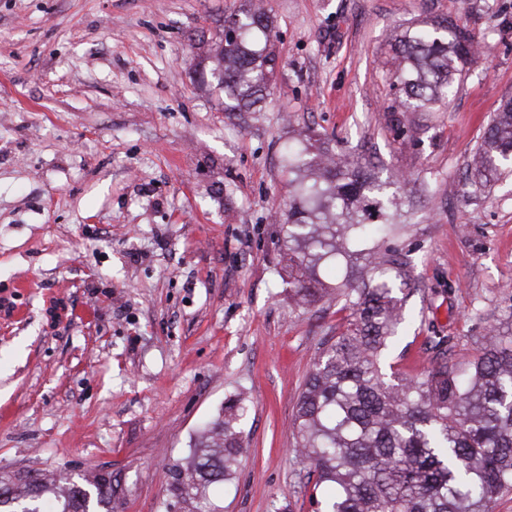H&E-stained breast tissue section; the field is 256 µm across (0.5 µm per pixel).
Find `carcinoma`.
I'll use <instances>...</instances> for the list:
<instances>
[{
	"instance_id": "obj_1",
	"label": "carcinoma",
	"mask_w": 512,
	"mask_h": 512,
	"mask_svg": "<svg viewBox=\"0 0 512 512\" xmlns=\"http://www.w3.org/2000/svg\"><path fill=\"white\" fill-rule=\"evenodd\" d=\"M270 16L261 8L224 19V30L199 43L196 72L224 90V111L256 110L269 94L277 55ZM477 54V38L453 17L433 30L403 31L393 49V85L407 111L443 104L455 75ZM478 183L512 164V99L503 103L478 147ZM292 187L283 224L288 281L302 304L344 300L345 330L306 377L294 415L296 448L316 512H494L512 492V333L491 328L480 353L458 373L448 367L447 338L428 337L432 366L419 377L387 374L381 359L397 335L411 292L408 255L380 253L391 235L406 180L378 182L360 168L308 148L284 149ZM346 260L347 279L319 281L321 265ZM248 406L224 413L193 438L170 468L171 503L182 512H217L210 488L232 476L242 452ZM112 512V477L89 481ZM75 482L0 473V512H89Z\"/></svg>"
}]
</instances>
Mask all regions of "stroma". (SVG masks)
<instances>
[{
  "instance_id": "obj_1",
  "label": "stroma",
  "mask_w": 512,
  "mask_h": 512,
  "mask_svg": "<svg viewBox=\"0 0 512 512\" xmlns=\"http://www.w3.org/2000/svg\"><path fill=\"white\" fill-rule=\"evenodd\" d=\"M278 65L259 111L224 112L191 45L250 0H0V471L112 477V512H166L169 469L249 397L219 512H313L292 420L346 314L288 296L286 143L312 136L408 181L413 291L389 350L462 369L512 313V173L473 156L512 98V0H265ZM462 18L482 50L448 104L400 112L391 48Z\"/></svg>"
}]
</instances>
